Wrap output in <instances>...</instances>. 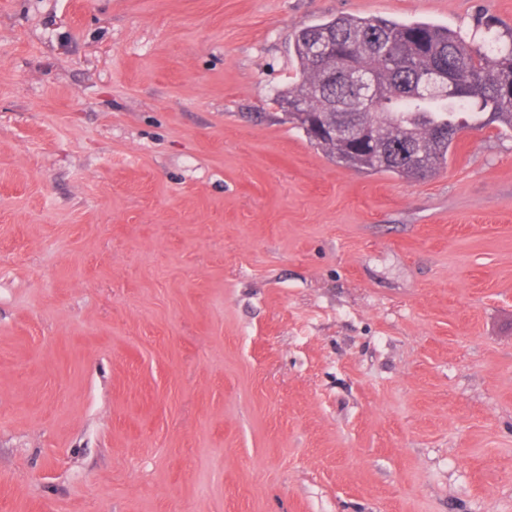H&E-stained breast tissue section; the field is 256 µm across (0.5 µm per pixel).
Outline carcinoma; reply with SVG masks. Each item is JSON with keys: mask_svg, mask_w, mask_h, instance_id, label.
<instances>
[{"mask_svg": "<svg viewBox=\"0 0 512 512\" xmlns=\"http://www.w3.org/2000/svg\"><path fill=\"white\" fill-rule=\"evenodd\" d=\"M294 53L297 79L273 101L344 166L419 180L447 163L462 112L512 130V28L488 44L428 22L339 15L300 29ZM352 66L377 76L374 99L362 100L343 78ZM439 67L449 74L444 95L419 96L417 78ZM353 123L367 140L347 131Z\"/></svg>", "mask_w": 512, "mask_h": 512, "instance_id": "1", "label": "carcinoma"}]
</instances>
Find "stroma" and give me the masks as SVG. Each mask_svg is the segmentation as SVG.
<instances>
[{"label":"stroma","mask_w":512,"mask_h":512,"mask_svg":"<svg viewBox=\"0 0 512 512\" xmlns=\"http://www.w3.org/2000/svg\"><path fill=\"white\" fill-rule=\"evenodd\" d=\"M340 14L512 0H0V512H512V130L336 163Z\"/></svg>","instance_id":"1"}]
</instances>
